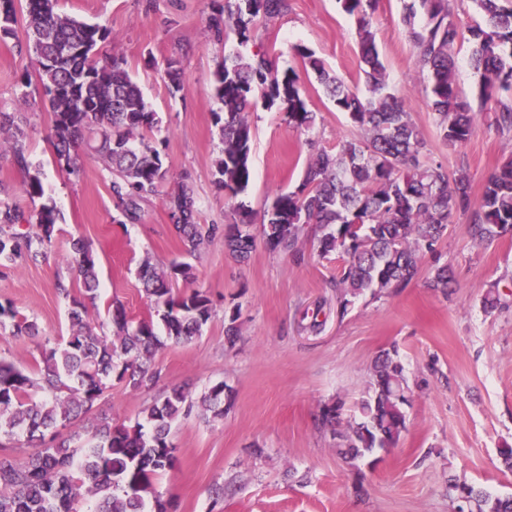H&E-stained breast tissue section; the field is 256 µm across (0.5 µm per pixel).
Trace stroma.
Returning <instances> with one entry per match:
<instances>
[{"label":"stroma","mask_w":512,"mask_h":512,"mask_svg":"<svg viewBox=\"0 0 512 512\" xmlns=\"http://www.w3.org/2000/svg\"><path fill=\"white\" fill-rule=\"evenodd\" d=\"M224 0H59L60 13L106 25L111 35L97 56H119L162 124L146 140L164 156L162 192L127 221L112 194V173L100 158L80 152L76 172L62 170L52 146L53 115L31 77L23 25L0 38V110L24 112L30 160L42 172L47 195L60 213L46 257L0 267V303L36 321V337L14 336L0 327V358L39 377L45 342L70 333L68 309L79 284L65 260L68 241L84 238L99 272V296L90 321L110 332L108 307L120 300L129 316L153 310L137 275L143 257L166 266L183 261L194 278L172 283L173 294L207 291L213 316L200 336L166 344L149 363L158 384L136 390L109 382L91 412L112 423L134 425L164 392L182 389L195 403L172 426L177 448L173 471L160 476L157 493L169 512H452L448 481L457 479L512 496V472L500 450L512 447V309L486 315L482 298L491 287L512 288V234L488 245L473 244L468 215L455 214L436 256H425L403 289L353 300L336 313L331 282L342 262L320 258L314 228L299 244L302 259L267 248L260 222L275 196L294 190L311 156L336 152L342 140L360 137L345 113L336 111L313 75L292 51L302 44L359 96H367L359 69V34L338 0H289L288 11L263 26L248 52L264 48L278 67L297 69L313 130L288 126L281 112L250 113L251 180L244 201L253 211L255 244L236 262L215 237L187 254L171 232L164 194L186 182L201 223L232 224L230 201L215 184L214 162L222 143L212 96L224 46L211 37L207 19ZM402 0H378L371 30L386 67L388 88L421 129L432 160L449 172L465 170L473 199L512 157V131L499 130L494 115L481 113L467 143L449 146L437 135L428 106L427 77L401 22ZM181 62L183 92L171 95L158 65ZM27 175L0 145V201L31 213ZM451 266L449 294L427 288L434 261ZM238 313L240 336L224 343L225 318ZM318 330H311V323ZM396 348L413 388L407 430L398 445L346 462L321 425L324 407L340 401L353 415L364 395L370 367L381 350ZM230 387L233 408L216 418L199 402L217 383Z\"/></svg>","instance_id":"stroma-1"}]
</instances>
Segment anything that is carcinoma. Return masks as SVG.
<instances>
[{"instance_id": "carcinoma-1", "label": "carcinoma", "mask_w": 512, "mask_h": 512, "mask_svg": "<svg viewBox=\"0 0 512 512\" xmlns=\"http://www.w3.org/2000/svg\"><path fill=\"white\" fill-rule=\"evenodd\" d=\"M342 10L359 24L361 70L371 97L362 99L343 81L330 75L308 47H292L305 70L336 107L363 133L341 142L336 153L321 151L312 158L296 190L276 195L263 215L266 245L296 251L304 225H318L316 251L332 254L343 265L335 288L339 315L350 299L366 291L382 293L406 287L417 275L422 258L436 253L446 238L454 214H470L469 235L476 245L512 232V159L488 180L479 204H474L468 174L451 177L448 169L428 157L427 143L396 95L388 91L385 66L371 31L377 0H339ZM479 21L462 29L455 0H403L402 24L416 50V64L427 74L430 108L437 130L450 146L467 142L478 121L473 104L461 97L455 83V49L471 46L470 64L479 77L480 109L494 103V123L512 131V103L498 99L499 90L512 88V0H474ZM288 11V0H224L208 19L214 40L235 39L244 47L257 38L263 24ZM15 0H0V35L15 34ZM26 36L34 44L33 66L53 113L52 135L59 162L69 165L79 147L104 160L112 170L116 206L131 221L140 218V203L155 196L166 177L164 158L144 142L145 134L160 131L161 118L145 100L126 62L112 57L99 65L93 54L111 31L57 10V0H26ZM84 46L81 56L62 54ZM163 74L171 95L183 91L179 61L166 60ZM214 97L224 116L223 144L215 160L219 188L234 200L250 178L251 125L248 114L262 104L277 108L288 125L308 132L316 113L308 109L306 90L292 67L280 69L265 53L235 50L224 55L215 71ZM0 133L9 137L13 162L27 174L25 191L38 207L24 216L0 201V267H15L44 255L51 243L58 211L45 196L41 171L29 160L27 132L19 112L0 111ZM174 234L192 255L219 231L198 223L199 209L191 191L179 185L166 194ZM235 221L224 232V248L236 261L248 257L254 245L250 233L253 212L245 202L235 203ZM66 261L81 284V296L72 298L67 339L42 351V389L15 363L0 359V434H26L35 452L24 459L0 455V512H79L87 499H96L92 512H167L155 491L158 476L175 467V447L169 439L172 424L188 415L193 402L178 389L167 392L148 409L142 422L128 427L103 417L90 427L80 425L103 395L106 383L116 379L133 389L151 388L157 373L146 362L166 343H184L201 334L211 317L206 292L195 289L175 298L172 282L192 278V266L173 262L159 267L144 258L138 268L144 292L163 309L164 336L152 318L137 321L125 307L109 309L112 334L95 331L88 306L95 304L98 272L90 245L77 237L70 241ZM453 275L446 265L435 268L428 281L434 291L448 293ZM488 315L509 307V295L499 288L483 297ZM11 320L12 335L37 336L38 325L18 317L12 304L0 303V326ZM413 389L397 353L383 351L371 367L366 396L356 414L342 417L340 401L327 407L322 423L336 436V453L345 460L363 457L375 449L396 446L407 431L406 407ZM201 404L214 416L233 404L232 392L220 382L209 388ZM71 428L69 438L46 442V433ZM79 445L71 446L72 441ZM466 496L469 512H512V499H502L458 480L448 482V499Z\"/></svg>"}]
</instances>
